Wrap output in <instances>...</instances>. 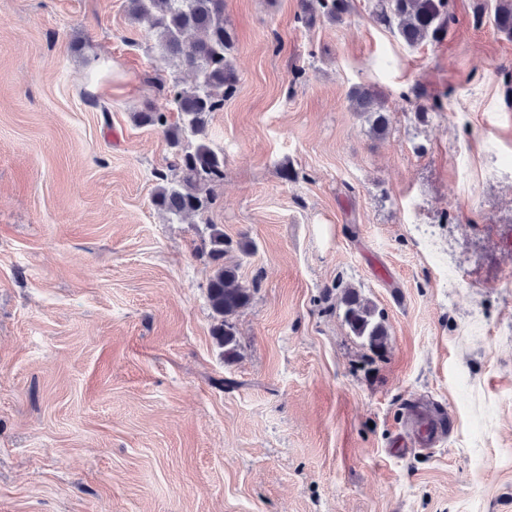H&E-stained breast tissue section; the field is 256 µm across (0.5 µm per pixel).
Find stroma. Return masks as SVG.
I'll return each instance as SVG.
<instances>
[{"instance_id":"stroma-1","label":"stroma","mask_w":512,"mask_h":512,"mask_svg":"<svg viewBox=\"0 0 512 512\" xmlns=\"http://www.w3.org/2000/svg\"><path fill=\"white\" fill-rule=\"evenodd\" d=\"M473 2L410 47L374 0L310 27L300 0H224V183L180 222L151 202L164 133L133 114L192 74L127 0H0V512H512V41ZM215 226L253 293L230 363ZM417 403L446 414L434 447ZM349 98L354 112L365 116L370 132L375 136L387 133L389 119L382 94L371 88L358 86L351 89ZM344 304L345 321L352 332L357 336H367L371 347L382 349L386 344L387 332L383 324L375 319V307L364 301L353 288L345 290Z\"/></svg>"}]
</instances>
